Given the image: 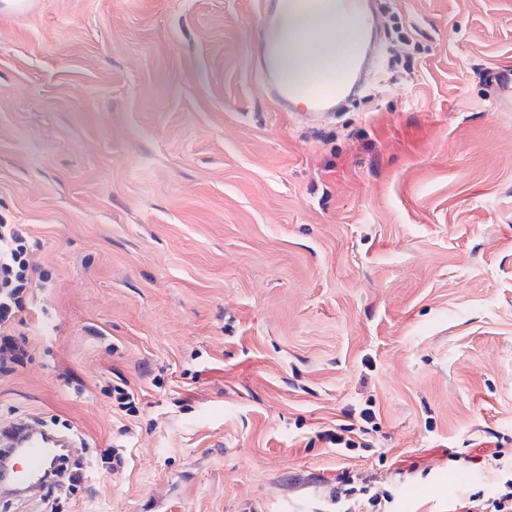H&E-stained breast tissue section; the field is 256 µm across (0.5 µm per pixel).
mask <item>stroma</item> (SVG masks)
Masks as SVG:
<instances>
[{"label": "stroma", "mask_w": 512, "mask_h": 512, "mask_svg": "<svg viewBox=\"0 0 512 512\" xmlns=\"http://www.w3.org/2000/svg\"><path fill=\"white\" fill-rule=\"evenodd\" d=\"M371 8L406 87L321 114L260 85L262 0L0 10V219L50 274L0 423L123 457L65 512H336L346 471L393 512L502 487L512 0ZM349 424L367 447L328 442Z\"/></svg>", "instance_id": "35a3bbf8"}]
</instances>
